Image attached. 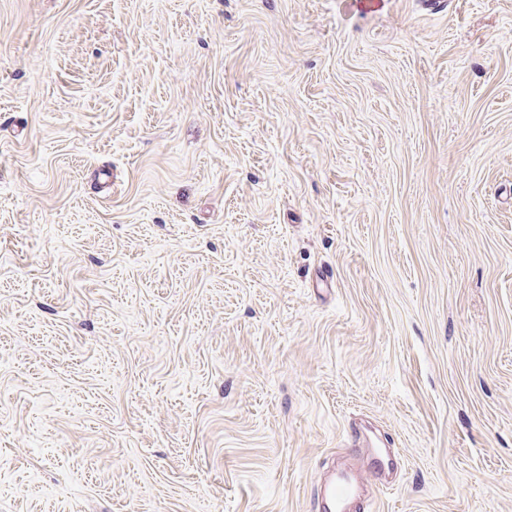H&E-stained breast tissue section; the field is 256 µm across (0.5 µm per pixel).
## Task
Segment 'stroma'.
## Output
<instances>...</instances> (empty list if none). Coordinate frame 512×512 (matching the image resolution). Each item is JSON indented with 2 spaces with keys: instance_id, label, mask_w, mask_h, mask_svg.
<instances>
[{
  "instance_id": "obj_1",
  "label": "stroma",
  "mask_w": 512,
  "mask_h": 512,
  "mask_svg": "<svg viewBox=\"0 0 512 512\" xmlns=\"http://www.w3.org/2000/svg\"><path fill=\"white\" fill-rule=\"evenodd\" d=\"M512 512V0H0V512ZM350 447L356 455L366 456L371 459L380 471L390 469L392 465L391 455L381 448H371L370 444L358 437L356 430L350 434ZM358 479L348 472L339 473L331 480L323 491V499L331 512L344 511V503L354 495L357 489Z\"/></svg>"
}]
</instances>
